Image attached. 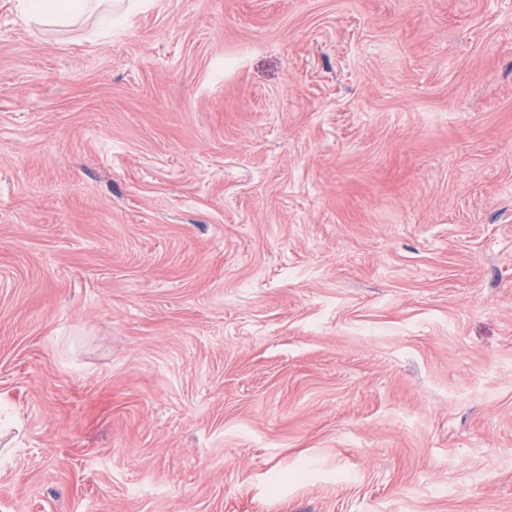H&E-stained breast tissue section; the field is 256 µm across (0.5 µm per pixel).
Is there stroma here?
<instances>
[{
    "mask_svg": "<svg viewBox=\"0 0 512 512\" xmlns=\"http://www.w3.org/2000/svg\"><path fill=\"white\" fill-rule=\"evenodd\" d=\"M0 0V512H512V0ZM20 14L29 21L69 27L92 13L103 0H17Z\"/></svg>",
    "mask_w": 512,
    "mask_h": 512,
    "instance_id": "stroma-1",
    "label": "stroma"
}]
</instances>
